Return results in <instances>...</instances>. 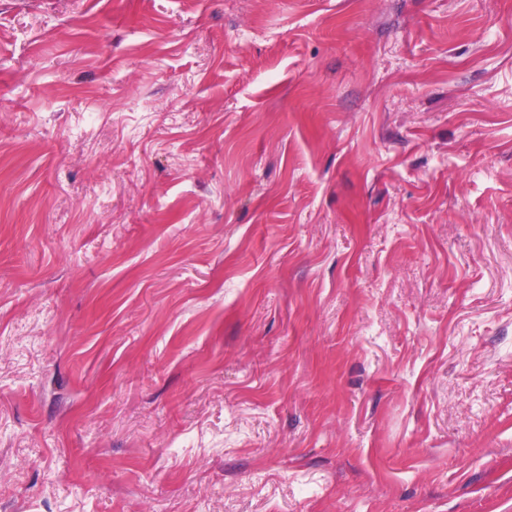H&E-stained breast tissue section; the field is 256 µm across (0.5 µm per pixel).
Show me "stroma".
Segmentation results:
<instances>
[{
  "mask_svg": "<svg viewBox=\"0 0 512 512\" xmlns=\"http://www.w3.org/2000/svg\"><path fill=\"white\" fill-rule=\"evenodd\" d=\"M0 512H512V0H0Z\"/></svg>",
  "mask_w": 512,
  "mask_h": 512,
  "instance_id": "stroma-1",
  "label": "stroma"
}]
</instances>
